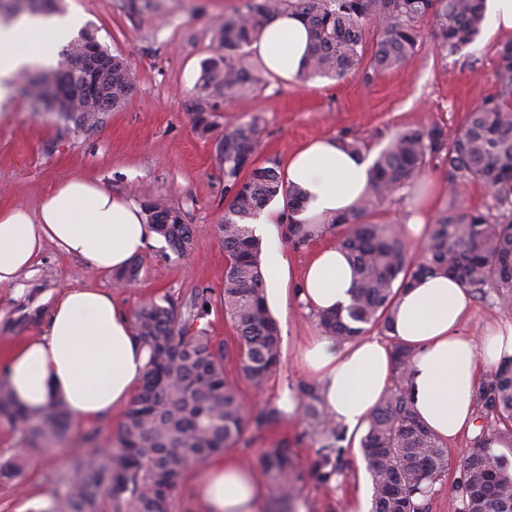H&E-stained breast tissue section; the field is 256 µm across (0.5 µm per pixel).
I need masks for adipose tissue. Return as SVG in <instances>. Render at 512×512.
Here are the masks:
<instances>
[{
	"label": "adipose tissue",
	"mask_w": 512,
	"mask_h": 512,
	"mask_svg": "<svg viewBox=\"0 0 512 512\" xmlns=\"http://www.w3.org/2000/svg\"><path fill=\"white\" fill-rule=\"evenodd\" d=\"M73 26L68 17L0 18V112L13 106L14 77L29 66L52 63ZM308 44L306 25L286 11L264 23L251 50L269 72L293 82ZM371 164V158L344 151L331 137L295 150L288 179L305 193L297 220L327 225L350 214L366 189ZM279 221L280 210L272 206L251 224L264 245L274 302L284 305L293 299L314 312L348 304L351 269L331 245L313 253L297 288L286 291L291 264ZM155 239L134 199L103 189L95 179L73 177L44 196L37 212L0 210V288L16 287L48 242L112 272ZM471 307L466 288L436 275L404 288L392 312L393 336L412 350L407 385L414 411L445 441L474 429L479 379L488 368L512 359V323L490 324L477 338L462 334ZM299 356L326 412L350 433L367 425L395 375L391 345L376 336L352 342L312 336L300 344ZM146 361L127 312L110 294L92 286L70 287L56 299L44 335L23 342L7 357L5 379L15 403L28 414L61 401L73 420L85 421L126 409ZM265 496V486L226 457L206 461L196 482L202 512H257Z\"/></svg>",
	"instance_id": "obj_1"
}]
</instances>
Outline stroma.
Masks as SVG:
<instances>
[{"instance_id": "obj_1", "label": "stroma", "mask_w": 512, "mask_h": 512, "mask_svg": "<svg viewBox=\"0 0 512 512\" xmlns=\"http://www.w3.org/2000/svg\"><path fill=\"white\" fill-rule=\"evenodd\" d=\"M243 2L58 0L59 12L77 16L112 54L127 60L133 90L121 108L100 113L91 126L34 111L22 91H15L9 116L0 119V209H35L62 181L83 175L108 190L138 200L159 196L179 208L193 226V249L190 257L181 258L158 241L142 254L138 280L120 288L112 274L45 244L32 273L22 275L18 287L0 288V362L14 347L45 332L53 300L66 287L102 289L129 313L163 295L182 301L206 288L219 296L226 260L217 226L227 199L217 145L225 129L258 118L263 132L255 158L260 163L272 158L287 163L299 146L323 136L362 140L375 154L407 127L436 123L455 135L466 115L499 91L495 69L502 37L481 34L471 46L447 56L433 40L428 18L420 23L415 53L388 71L364 63L342 78L317 76L288 83L264 69L247 98L202 91L203 66L220 53L213 29ZM200 105L214 125L205 134L196 125ZM426 200L437 212L448 204L446 170L435 160L410 187L385 199L370 220L402 224L406 210ZM277 323L280 364L256 386L238 372L233 355L237 335L223 308L213 306L205 319L212 340L231 350L224 362L226 377L253 411L273 408L278 392L305 382L294 349L321 331L314 312L292 303L279 311ZM121 420L115 413L75 421L64 443L28 451L19 475L0 476V512H40L60 490L56 475L76 453L87 450V436L111 440ZM282 440L296 455L295 512H351L359 494H371L359 440H352L342 454V476L323 481L313 468L317 442L305 435L299 420L282 412L262 429L247 428L229 455L256 472L264 450Z\"/></svg>"}]
</instances>
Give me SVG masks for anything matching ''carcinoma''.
<instances>
[{
	"mask_svg": "<svg viewBox=\"0 0 512 512\" xmlns=\"http://www.w3.org/2000/svg\"><path fill=\"white\" fill-rule=\"evenodd\" d=\"M290 10L309 32L304 75L342 77L360 66L367 39L373 40L371 66L388 70L404 64L418 46V23L433 20L439 49L454 55L472 45L485 22L484 0H246L244 9L224 16L214 29L224 54L205 63L202 88L229 98L250 95L259 68L238 51L251 43L269 18ZM129 66L119 55L102 79L112 85V108L128 98ZM499 92L468 113L453 139L443 128L399 131L373 159L369 188L356 210L334 223L338 245L353 268L354 288L345 309L317 313L323 332L341 341L371 331H390L391 311L400 290L431 274L455 277L471 294L497 290L500 303L512 301V44L498 54ZM63 71L22 77V91L44 111L73 118L79 105L63 93ZM262 128L255 119L224 130L225 195L228 203L219 233L226 267L220 304L235 329L238 367L243 377L262 384L276 370L281 337L266 301L261 244L249 226L259 210L280 196L291 211L303 202L299 186L285 179L279 161L259 165L254 159ZM448 175V205L436 217L423 259L413 262L399 227L368 220L393 193L410 186L430 160ZM479 182L490 203L468 209L458 203L461 186ZM147 220L178 256L191 253L193 232L180 209L160 198L144 202ZM293 243L305 246L318 237L314 224H291ZM141 262L132 260L115 281H135ZM208 289L178 305L170 297L151 299L133 313V336L147 352L137 395L108 450L93 448L74 457L57 478L64 488L40 512H170L174 494L193 462L234 447L245 428L260 429L275 413L249 414L236 387L224 374L229 350L212 343L201 320L209 314ZM397 383L370 417L361 448L372 483L371 512H428L434 486L448 471V448L414 413L405 387L411 350L390 339ZM305 433L317 438L314 468L324 481L342 475L346 431L329 418L317 386L298 390ZM0 419L30 423L28 440L58 439L67 431L64 404H51L31 418L0 386ZM476 419L478 434L459 463L453 512H512V472L490 448L487 434H512V361L483 375ZM295 452L281 441L264 452L262 474L276 499L289 504L294 494Z\"/></svg>",
	"mask_w": 512,
	"mask_h": 512,
	"instance_id": "obj_1",
	"label": "carcinoma"
}]
</instances>
